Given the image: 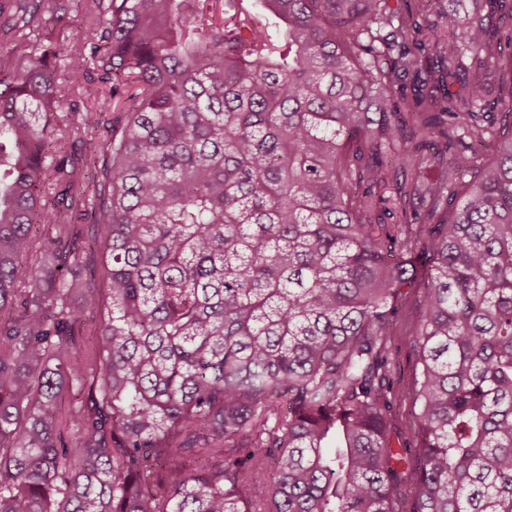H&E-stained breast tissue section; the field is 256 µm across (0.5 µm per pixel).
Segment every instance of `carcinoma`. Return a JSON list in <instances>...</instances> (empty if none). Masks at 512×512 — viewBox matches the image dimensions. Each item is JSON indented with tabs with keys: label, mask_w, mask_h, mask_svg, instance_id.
<instances>
[{
	"label": "carcinoma",
	"mask_w": 512,
	"mask_h": 512,
	"mask_svg": "<svg viewBox=\"0 0 512 512\" xmlns=\"http://www.w3.org/2000/svg\"><path fill=\"white\" fill-rule=\"evenodd\" d=\"M0 512H512V0H0ZM425 256L415 258L412 267L409 268L412 288H401L398 309L392 317V326L395 336L388 344L386 355L391 367L394 369V387L399 397L398 405L393 412L391 423L393 431H398L405 438H409V426L411 421L410 399L407 393L410 391L413 379V356L410 343V321L407 316L414 310L418 291L424 287L423 273L425 269Z\"/></svg>",
	"instance_id": "obj_1"
}]
</instances>
